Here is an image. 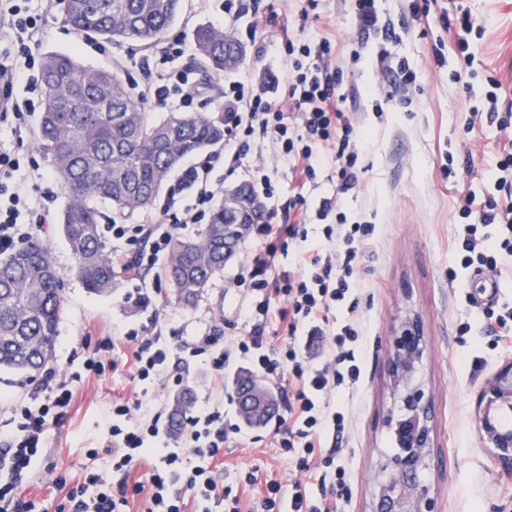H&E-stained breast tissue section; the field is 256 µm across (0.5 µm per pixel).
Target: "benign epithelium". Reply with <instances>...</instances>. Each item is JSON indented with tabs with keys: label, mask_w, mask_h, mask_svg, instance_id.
I'll list each match as a JSON object with an SVG mask.
<instances>
[{
	"label": "benign epithelium",
	"mask_w": 512,
	"mask_h": 512,
	"mask_svg": "<svg viewBox=\"0 0 512 512\" xmlns=\"http://www.w3.org/2000/svg\"><path fill=\"white\" fill-rule=\"evenodd\" d=\"M246 194L236 186L224 192V214L233 219L241 212ZM425 337L415 316L403 323L395 336L388 370L400 405L389 425L398 431L401 452L381 465L370 512H435L436 502L426 485L417 479L428 466L433 448L434 410L431 396L415 380L423 359ZM242 413L256 420L267 414L268 402L258 388L243 391ZM512 410V360L499 364L487 377L474 402V419L484 446L495 463L512 473V427L499 424L497 412Z\"/></svg>",
	"instance_id": "benign-epithelium-1"
}]
</instances>
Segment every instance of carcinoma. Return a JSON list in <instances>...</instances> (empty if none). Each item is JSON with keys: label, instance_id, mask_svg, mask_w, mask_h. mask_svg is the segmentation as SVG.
<instances>
[{"label": "carcinoma", "instance_id": "obj_1", "mask_svg": "<svg viewBox=\"0 0 512 512\" xmlns=\"http://www.w3.org/2000/svg\"><path fill=\"white\" fill-rule=\"evenodd\" d=\"M181 10L182 0L59 4L62 21L77 34L144 45L159 41ZM193 40L213 76L235 68L243 58L230 56L232 46L240 42L210 25L197 26ZM40 80L44 102L39 149L68 198L58 224L86 287L109 294L116 273L100 235L98 204L119 215L150 207L186 156L224 142V112L153 117L130 96L119 73L55 51L43 54ZM255 199L249 194L244 224L227 244L222 204L197 237L173 238L169 281L179 302L194 303L235 254L244 225L265 220L264 207L254 205ZM62 283L50 247L39 237L0 253V370L33 380L53 361L64 309Z\"/></svg>", "mask_w": 512, "mask_h": 512}]
</instances>
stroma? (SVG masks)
Returning <instances> with one entry per match:
<instances>
[{
	"instance_id": "stroma-1",
	"label": "stroma",
	"mask_w": 512,
	"mask_h": 512,
	"mask_svg": "<svg viewBox=\"0 0 512 512\" xmlns=\"http://www.w3.org/2000/svg\"><path fill=\"white\" fill-rule=\"evenodd\" d=\"M257 4L263 10L274 7L278 19L242 37L243 60L236 69L210 78L194 111L215 110L213 87L240 78L259 91L277 85L278 96H285L290 64L279 48L281 40L326 37L344 71L347 109L368 139L361 187L346 204L351 219L375 226L362 264L365 286L359 294L363 369L353 388L326 399L329 407H346L350 419L337 452L350 486L341 512H370L380 463L395 451L388 425L395 399L388 358L402 323L412 315L419 318L426 343L416 377L424 382L434 407V448L425 482L437 512H512V474L493 462L472 421L475 396L487 375L486 369H473V357H486L489 367L496 366L512 359V343L488 348L480 337L484 309L466 298V272L459 271L454 280L448 275L457 266L458 206L467 193H482L494 178L499 132L487 122L470 121L485 75L501 80L502 100L512 103V0H376L379 27L369 32L362 31L357 19V0H319L305 18L300 15V0ZM457 7L485 22L483 36L474 41L475 61L469 70L458 68L454 42L439 23L442 11ZM260 45L265 53H257ZM383 48L388 51L384 61L379 58ZM38 50L74 53L90 65L112 70L146 52L134 42L107 44L77 35L55 12L48 16ZM438 54L443 57L439 64L434 61ZM401 60L415 72V85L405 89L403 97L376 99L372 88L382 81L387 66ZM38 122V117H31L24 141L0 131V142L37 161L32 182L49 195L56 215L66 196L38 147ZM450 157L461 165L451 183L440 173ZM39 236L64 273L65 306L52 370L81 369L98 338L117 339L109 354L114 368L83 377L65 423L46 439L44 461L79 474L87 462L86 449L102 444L97 428L101 413L112 399L133 400L144 391L155 404L167 407L186 391L201 403H223L232 421L240 422L234 372L218 375L191 358L181 366L182 387L161 381L145 390L131 378L133 348L121 337L131 323L145 326L148 334H159L161 342L171 345L205 335L215 326L228 337L243 334L240 309L245 297L226 292L224 284L234 276L240 258L255 251L254 243L242 240L234 258L191 306L178 302L168 282H155L152 274H145L142 285L149 302L142 305L133 283L122 276L110 295L89 293L58 224L45 225ZM465 324L470 327L466 334L461 331ZM38 387V382L0 371V431L14 405L33 402ZM275 426L272 420L243 424L241 435L224 450V483L238 490L243 512H257L264 483L273 480L286 489L293 483L292 471L273 446ZM247 471L255 472L257 485L242 486L240 475Z\"/></svg>"
}]
</instances>
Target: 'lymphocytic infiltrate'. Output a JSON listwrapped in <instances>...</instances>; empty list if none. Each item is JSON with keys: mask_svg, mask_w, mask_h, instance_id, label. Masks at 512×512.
Masks as SVG:
<instances>
[{"mask_svg": "<svg viewBox=\"0 0 512 512\" xmlns=\"http://www.w3.org/2000/svg\"><path fill=\"white\" fill-rule=\"evenodd\" d=\"M441 26L452 33L460 66H471L475 55L473 36L482 35V22L463 11L442 15ZM45 27V12L34 0H0V122L14 120L13 134H22L23 119L35 112L43 88L35 50ZM281 47L291 61L285 101L261 94L249 83L224 84V146L221 152L184 168L153 211L137 224H107L111 238L112 267L139 280L142 273L161 271L175 233L199 224L216 202L210 174L215 163L229 171L249 168L253 183L264 199L277 189L268 173V156L291 165L298 185L288 197L281 221L266 219L247 225V239L262 244V253L243 259L231 281L243 291L247 303L240 310L245 335L225 338L220 330L192 342L161 343L159 337L128 328L124 341L132 343V377L150 386L158 381L182 385L184 377L175 366L179 355L204 357L207 368L221 373L245 363L255 376L273 381L283 397L286 417L280 418L275 448L297 472L310 469L311 457H319L332 486L331 494L309 499L306 484L296 481L289 496H282L278 482L263 490V512H337L338 500L348 490V472L337 464L336 452L347 427L341 411L325 410L329 394L359 381L362 361L356 348L359 339L358 290L361 266L374 234L372 224L348 222L347 195L360 184L362 143L342 110L343 73L336 66L329 40L310 45L285 39ZM185 40L178 39L162 50L143 55L135 66L146 83L135 93L138 101L154 102L187 110L200 92L194 68L184 65ZM502 83L487 76L483 101L471 115L506 132L499 149L491 189L468 195L460 203L457 258L461 269L500 273L504 257L512 256V106L501 108ZM331 166L336 174L334 194L309 202V185L318 167ZM27 167L15 152L0 148V253H6L31 237L34 226L49 223L48 208L27 185ZM192 196L193 206L182 204ZM325 222L327 247L307 245L308 224ZM301 250L304 271L277 270L274 258L289 249ZM346 312L337 322V312ZM81 374L57 380L47 374L39 406L21 404L11 417L12 427L0 435V468L8 473L0 482V512H124L131 497L148 494L147 512H186L187 498L210 503L220 499L224 512H241L240 499L221 494V471L213 466L240 434L228 421L224 408L215 403H191L179 429H172L166 407L141 400H113L100 423L105 450L88 449L90 466L76 481L47 464L54 482L67 487L65 501L55 510L22 500L17 489L41 453L46 436L65 420ZM150 462L148 482L130 481L142 462ZM121 475L113 483L112 475Z\"/></svg>", "mask_w": 512, "mask_h": 512, "instance_id": "obj_1", "label": "lymphocytic infiltrate"}]
</instances>
